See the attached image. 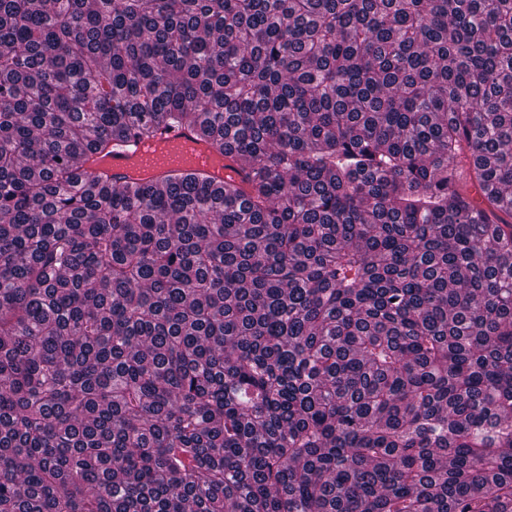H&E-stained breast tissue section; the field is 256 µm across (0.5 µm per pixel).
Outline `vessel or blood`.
I'll use <instances>...</instances> for the list:
<instances>
[{"label":"vessel or blood","instance_id":"vessel-or-blood-1","mask_svg":"<svg viewBox=\"0 0 512 512\" xmlns=\"http://www.w3.org/2000/svg\"><path fill=\"white\" fill-rule=\"evenodd\" d=\"M155 140L162 145H181L194 144L196 151L202 155L220 153L222 165L221 167H213L202 163L195 165V172L201 173L208 179L222 182L226 178H233L234 182L240 188H247V169L241 164L237 153L234 152H218L215 145L204 140H197L195 131L188 126H167L161 128ZM138 158L139 161L145 162L147 170L152 180L160 181L168 176L183 171L184 166L177 161H168L164 163H151L147 160V155L143 150V144L139 141H132L118 146H110L107 156H99L96 154L89 155L85 167L88 172L101 176L112 184L117 186L132 183L133 178L130 170L131 158Z\"/></svg>","mask_w":512,"mask_h":512}]
</instances>
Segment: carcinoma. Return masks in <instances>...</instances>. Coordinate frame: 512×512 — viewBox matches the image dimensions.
<instances>
[{
    "mask_svg": "<svg viewBox=\"0 0 512 512\" xmlns=\"http://www.w3.org/2000/svg\"><path fill=\"white\" fill-rule=\"evenodd\" d=\"M0 512H512V0H0ZM150 140L165 146L190 144L199 154H219L223 164L220 168H215L205 163L185 165L177 161L150 164L147 160L149 153L143 151V145L147 140H133L118 146H114L111 143L106 150L110 153L104 158H100L99 154H90L86 160L85 168L88 172L101 176L117 186L127 185L132 182H144L147 179L132 178L130 158L135 156L139 159L141 166L148 170L151 176L148 179L152 181H160L183 170H191L201 173L215 182L228 181L227 177L231 176L233 178L231 181L237 183L241 189L247 190L248 170L241 164L237 153L230 151L222 152L212 143L197 139L193 128L188 126L162 127L156 137ZM104 159L106 160L103 162Z\"/></svg>",
    "mask_w": 512,
    "mask_h": 512,
    "instance_id": "obj_1",
    "label": "carcinoma"
}]
</instances>
